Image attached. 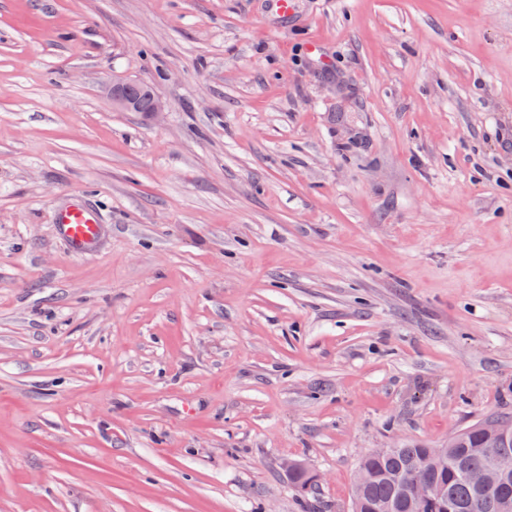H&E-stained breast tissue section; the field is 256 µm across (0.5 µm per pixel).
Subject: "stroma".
Here are the masks:
<instances>
[{
	"instance_id": "obj_1",
	"label": "stroma",
	"mask_w": 512,
	"mask_h": 512,
	"mask_svg": "<svg viewBox=\"0 0 512 512\" xmlns=\"http://www.w3.org/2000/svg\"><path fill=\"white\" fill-rule=\"evenodd\" d=\"M497 414L512 0H0V512H349ZM55 220L60 234L75 250H86L100 238L102 221L98 212L81 202L60 209Z\"/></svg>"
}]
</instances>
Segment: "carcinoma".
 <instances>
[{
  "label": "carcinoma",
  "instance_id": "carcinoma-1",
  "mask_svg": "<svg viewBox=\"0 0 512 512\" xmlns=\"http://www.w3.org/2000/svg\"><path fill=\"white\" fill-rule=\"evenodd\" d=\"M496 454L512 457V434L489 426L485 418L439 448L415 441L377 448L358 463L357 471L366 478L354 485L352 512H376L383 504L391 505L390 512H512V472L486 484L469 478L488 470ZM288 474L305 493L316 485L315 476L299 462H289ZM420 484L434 487L442 496L412 505L413 491Z\"/></svg>",
  "mask_w": 512,
  "mask_h": 512
}]
</instances>
